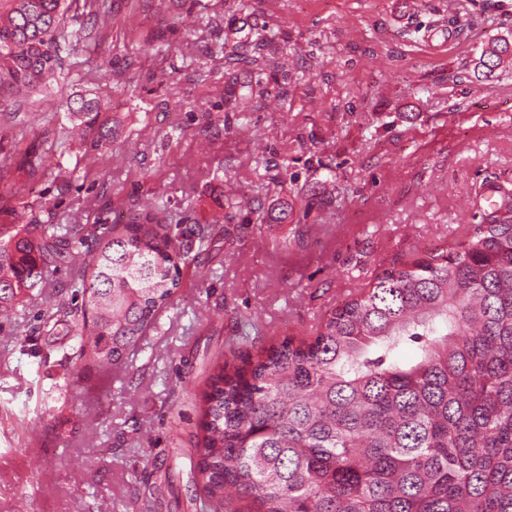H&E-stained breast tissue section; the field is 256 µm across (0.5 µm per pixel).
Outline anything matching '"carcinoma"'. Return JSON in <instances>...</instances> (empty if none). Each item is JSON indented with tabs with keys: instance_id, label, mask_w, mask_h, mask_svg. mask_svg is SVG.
Masks as SVG:
<instances>
[{
	"instance_id": "cac0c4a2",
	"label": "carcinoma",
	"mask_w": 512,
	"mask_h": 512,
	"mask_svg": "<svg viewBox=\"0 0 512 512\" xmlns=\"http://www.w3.org/2000/svg\"><path fill=\"white\" fill-rule=\"evenodd\" d=\"M110 17L106 0H0V108L56 82L63 54ZM512 65V36L483 45L473 78ZM69 117L93 134L101 105ZM218 220L183 225L149 203L98 233L22 224L0 233V309L65 269L59 312L73 354L132 360ZM410 347L416 356L399 358ZM191 461L212 512H512V204L447 252L378 274L310 342L285 339L216 364Z\"/></svg>"
}]
</instances>
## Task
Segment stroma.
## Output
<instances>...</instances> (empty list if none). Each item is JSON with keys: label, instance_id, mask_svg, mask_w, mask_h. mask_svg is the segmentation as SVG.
<instances>
[{"label": "stroma", "instance_id": "35a3bbf8", "mask_svg": "<svg viewBox=\"0 0 512 512\" xmlns=\"http://www.w3.org/2000/svg\"><path fill=\"white\" fill-rule=\"evenodd\" d=\"M484 1L115 0L52 91L0 111L1 228L148 199L219 220L126 367L45 359L47 297L0 313V512H207L190 461L218 358L315 335L512 192V68L468 78L512 0ZM68 114L70 119L81 121L80 125L85 127V131L93 134V146H99L103 141L112 137V127L105 124H98L101 105L95 101L84 99L73 100L68 104Z\"/></svg>", "mask_w": 512, "mask_h": 512}]
</instances>
